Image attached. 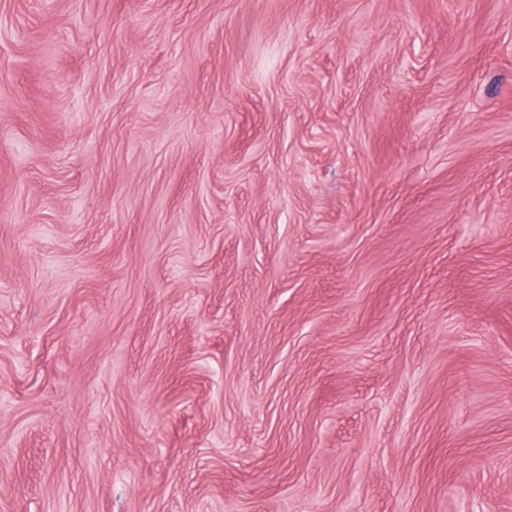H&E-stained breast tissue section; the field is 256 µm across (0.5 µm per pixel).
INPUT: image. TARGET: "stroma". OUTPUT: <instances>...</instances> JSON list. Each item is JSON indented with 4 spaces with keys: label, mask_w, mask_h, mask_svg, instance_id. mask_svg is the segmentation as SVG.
<instances>
[{
    "label": "stroma",
    "mask_w": 512,
    "mask_h": 512,
    "mask_svg": "<svg viewBox=\"0 0 512 512\" xmlns=\"http://www.w3.org/2000/svg\"><path fill=\"white\" fill-rule=\"evenodd\" d=\"M0 512H512V0H0Z\"/></svg>",
    "instance_id": "1"
}]
</instances>
